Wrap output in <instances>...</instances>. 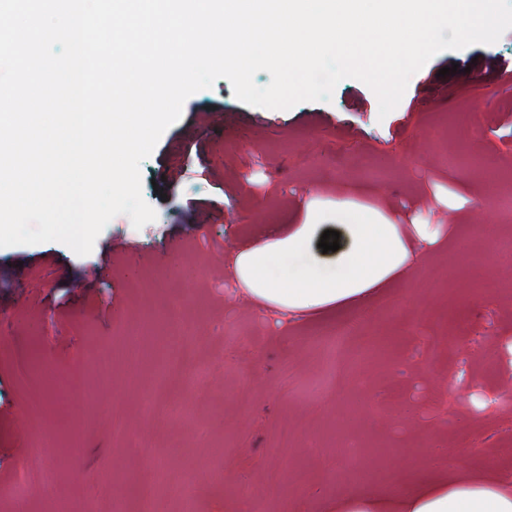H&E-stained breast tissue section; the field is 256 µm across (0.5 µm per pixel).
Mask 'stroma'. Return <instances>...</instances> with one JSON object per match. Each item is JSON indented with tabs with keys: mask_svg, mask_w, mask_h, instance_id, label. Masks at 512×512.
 Returning a JSON list of instances; mask_svg holds the SVG:
<instances>
[{
	"mask_svg": "<svg viewBox=\"0 0 512 512\" xmlns=\"http://www.w3.org/2000/svg\"><path fill=\"white\" fill-rule=\"evenodd\" d=\"M491 56L512 64V30L435 54L384 116L352 78L288 110L245 105L219 79L141 164L153 222L116 216L85 256L59 242L0 248L12 276L0 288V512H143L148 470L169 512H319L322 495L369 475L432 469L431 442L461 473L512 481V405L474 406L512 387V253L499 244L512 212L498 207L512 198V79ZM314 199L440 236L373 306L289 325L235 292L233 259L304 223ZM196 208L207 224L191 222ZM175 302L181 330L162 318ZM32 354L44 379L26 383L16 364ZM162 382L173 399L155 397Z\"/></svg>",
	"mask_w": 512,
	"mask_h": 512,
	"instance_id": "stroma-1",
	"label": "stroma"
}]
</instances>
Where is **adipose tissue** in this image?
Here are the masks:
<instances>
[{
  "mask_svg": "<svg viewBox=\"0 0 512 512\" xmlns=\"http://www.w3.org/2000/svg\"><path fill=\"white\" fill-rule=\"evenodd\" d=\"M336 226L343 246L333 259L311 245L325 225ZM438 239L430 224H400L351 202L313 212L309 223L274 230L241 251L235 272L241 289L292 319L314 321L347 308H367L381 290L409 273L414 242ZM321 512H512V484L492 475L469 479L434 468L430 477L377 481L322 502Z\"/></svg>",
  "mask_w": 512,
  "mask_h": 512,
  "instance_id": "ef3b65f1",
  "label": "adipose tissue"
}]
</instances>
